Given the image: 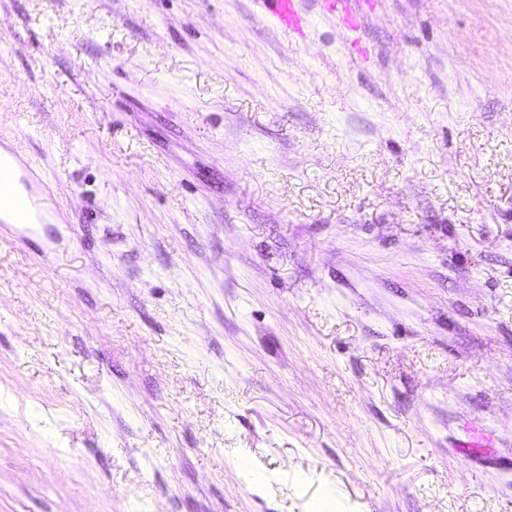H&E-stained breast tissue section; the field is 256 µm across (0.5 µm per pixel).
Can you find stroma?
Masks as SVG:
<instances>
[{
  "mask_svg": "<svg viewBox=\"0 0 512 512\" xmlns=\"http://www.w3.org/2000/svg\"><path fill=\"white\" fill-rule=\"evenodd\" d=\"M299 6L0 0V512H512V0ZM264 8L265 17L271 19L276 28L304 36L307 18L299 11L298 0H256ZM357 2L359 5L358 10L352 6L353 3L356 4ZM323 3L326 5V12L330 14H336V11L338 10L336 5H340V11L344 21L348 23L352 28H358L361 0H323Z\"/></svg>",
  "mask_w": 512,
  "mask_h": 512,
  "instance_id": "stroma-1",
  "label": "stroma"
}]
</instances>
